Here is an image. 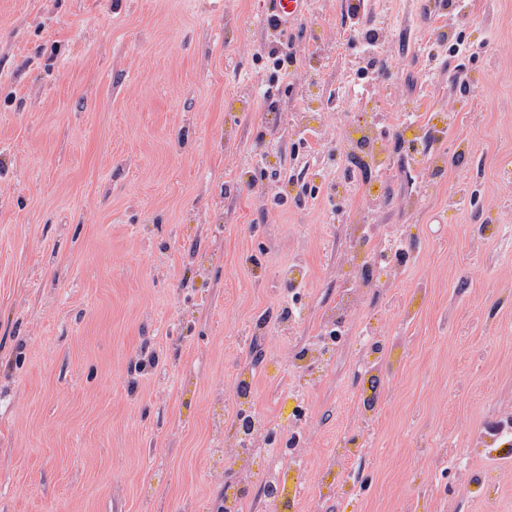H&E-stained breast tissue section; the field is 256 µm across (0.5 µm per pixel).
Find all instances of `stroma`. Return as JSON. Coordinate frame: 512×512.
I'll return each instance as SVG.
<instances>
[{
	"instance_id": "1",
	"label": "stroma",
	"mask_w": 512,
	"mask_h": 512,
	"mask_svg": "<svg viewBox=\"0 0 512 512\" xmlns=\"http://www.w3.org/2000/svg\"><path fill=\"white\" fill-rule=\"evenodd\" d=\"M350 2L309 0L285 33L266 0H0V512H221L212 460L255 348V412L309 414L276 512H512V455L487 445L512 419V0H367L357 25ZM362 27L383 80L359 77ZM358 225L406 261L296 371ZM368 327L390 348L361 376ZM267 59L269 67L276 81L288 76V69L295 65V58L291 52H288V47L276 46L272 47L267 52ZM334 313L328 315L324 324V334L314 343V348L303 350L297 357L300 367L320 364L325 360V356L333 354L342 343V336L337 335V331L332 327Z\"/></svg>"
}]
</instances>
